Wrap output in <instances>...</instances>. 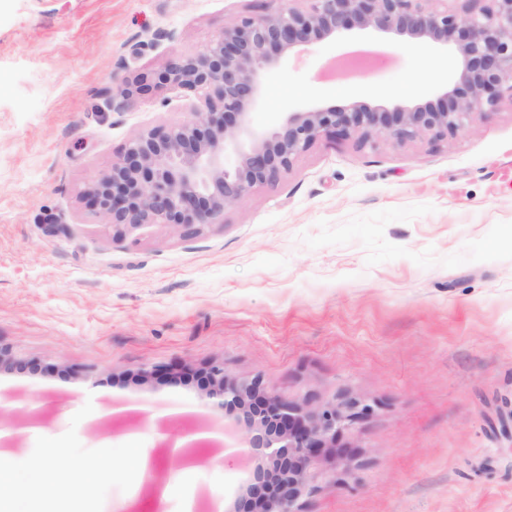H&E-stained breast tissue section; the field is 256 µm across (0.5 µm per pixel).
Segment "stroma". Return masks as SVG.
Segmentation results:
<instances>
[{"label":"stroma","mask_w":512,"mask_h":512,"mask_svg":"<svg viewBox=\"0 0 512 512\" xmlns=\"http://www.w3.org/2000/svg\"><path fill=\"white\" fill-rule=\"evenodd\" d=\"M279 0H0V429L9 461L55 452L115 467L89 512H233L252 468L225 457L212 366L283 398L374 407L311 470L302 512H512V96L465 134L404 144L325 136L287 174L184 237L116 232L85 193L138 134L199 97L163 81L228 23ZM452 73L433 48L318 41L263 76L256 126L282 112L410 104ZM146 78L125 111L107 102ZM207 431L180 476L164 437ZM160 495L125 473L127 435ZM356 469L343 473L339 454Z\"/></svg>","instance_id":"35a3bbf8"}]
</instances>
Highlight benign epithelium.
I'll use <instances>...</instances> for the list:
<instances>
[{
    "mask_svg": "<svg viewBox=\"0 0 512 512\" xmlns=\"http://www.w3.org/2000/svg\"><path fill=\"white\" fill-rule=\"evenodd\" d=\"M438 46L454 44V80L434 99L411 106H371L354 98L343 107L286 112L271 129L253 123L263 73L314 41L349 30ZM173 85L203 93L191 118L133 138L86 192L88 206L114 227L214 224L226 206L258 184L274 182L322 136L405 143L466 131L476 115L496 110L512 92V0H284L273 15L241 16L192 57L168 65ZM140 79L119 90L126 109L149 91ZM232 164L226 163L227 157ZM206 398L224 409L225 425L245 432L246 455L257 462L247 488L250 512H301L311 469L337 440L374 408L356 396L315 404L266 392L260 378L209 372Z\"/></svg>",
    "mask_w": 512,
    "mask_h": 512,
    "instance_id": "obj_1",
    "label": "benign epithelium"
}]
</instances>
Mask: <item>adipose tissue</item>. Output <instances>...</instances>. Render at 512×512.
<instances>
[{
    "label": "adipose tissue",
    "mask_w": 512,
    "mask_h": 512,
    "mask_svg": "<svg viewBox=\"0 0 512 512\" xmlns=\"http://www.w3.org/2000/svg\"><path fill=\"white\" fill-rule=\"evenodd\" d=\"M113 460L105 455L90 466H80V483L66 498H47L41 493L44 484L54 478V462L51 458H37L28 463L30 478L23 483L15 482L13 470L0 466V512H15L17 500H25L29 512H72L85 500L87 488L103 475L111 472Z\"/></svg>",
    "instance_id": "adipose-tissue-1"
}]
</instances>
